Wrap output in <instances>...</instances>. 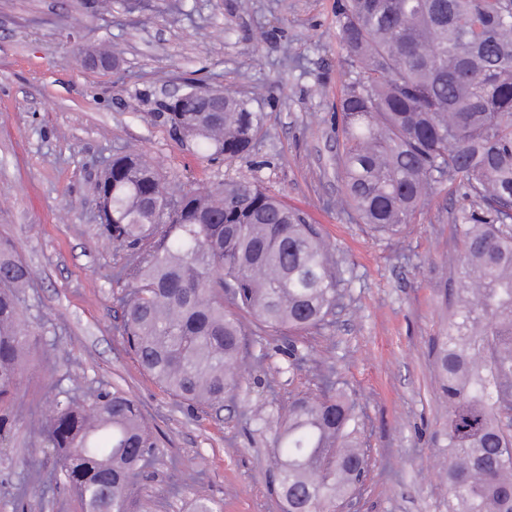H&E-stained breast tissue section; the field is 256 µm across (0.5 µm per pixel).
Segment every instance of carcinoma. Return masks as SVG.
Wrapping results in <instances>:
<instances>
[{"label":"carcinoma","mask_w":512,"mask_h":512,"mask_svg":"<svg viewBox=\"0 0 512 512\" xmlns=\"http://www.w3.org/2000/svg\"><path fill=\"white\" fill-rule=\"evenodd\" d=\"M339 42L349 63L340 98L336 205L378 235L400 233L446 181L485 212L454 217L462 247L449 259L458 305L433 344L448 403V512H512V430L497 406L512 392V0H341ZM198 153L243 158L263 115L224 93L222 112H157ZM95 220L129 260L117 276L122 334L141 368L173 397L215 407L234 391L246 320L297 338L327 321L336 262L315 225L261 180L217 192L181 188L135 154L115 155L98 184ZM27 266L0 240V407L17 395L36 340L20 310ZM230 299L235 310L224 307ZM320 391L295 398L274 437L283 512H335L356 486L355 404ZM43 437L55 469L20 496L56 492L83 512H147L135 478L160 452L123 391L52 399Z\"/></svg>","instance_id":"obj_1"}]
</instances>
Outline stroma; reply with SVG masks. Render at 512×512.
<instances>
[{"label":"stroma","mask_w":512,"mask_h":512,"mask_svg":"<svg viewBox=\"0 0 512 512\" xmlns=\"http://www.w3.org/2000/svg\"><path fill=\"white\" fill-rule=\"evenodd\" d=\"M107 43L118 69L85 67L77 46ZM336 0H0V238L12 240L32 287L20 292L39 342L0 434V512H82L55 497L16 493L25 459L54 457L41 434L50 399L116 388L140 405L162 452L136 490L151 512H193L198 496L221 512H282L269 484L276 428L299 394L316 390L328 361L360 412L368 472L355 507L336 512H448V406L432 345L457 305L449 253L452 218L474 203L443 184L397 236H378L330 202L345 80ZM203 80L250 99L264 116L253 153L201 159L153 116L166 89ZM134 153L167 177L214 191L225 177H260L302 211L332 246L340 272L335 316L298 345L303 368L277 353L278 337L247 334L245 377L220 408H191L142 371L118 330L116 279L128 253L91 220L103 161ZM263 407L265 422L254 420Z\"/></svg>","instance_id":"1"}]
</instances>
